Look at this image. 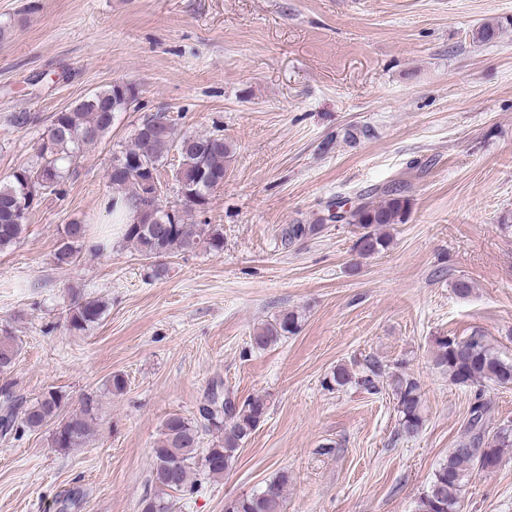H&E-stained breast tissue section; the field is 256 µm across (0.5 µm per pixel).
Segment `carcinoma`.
Segmentation results:
<instances>
[{"instance_id":"cac0c4a2","label":"carcinoma","mask_w":512,"mask_h":512,"mask_svg":"<svg viewBox=\"0 0 512 512\" xmlns=\"http://www.w3.org/2000/svg\"><path fill=\"white\" fill-rule=\"evenodd\" d=\"M500 24L487 21L471 33L476 47L498 38ZM137 100L135 86L114 81L74 102L69 108L53 115L51 127L37 148V161L15 169L9 178L0 181V251L17 244L22 238L27 216L38 200L46 194L60 191L72 165L86 149L100 142L111 130L116 116L127 111ZM178 155L173 178L177 194H191L194 200L179 209L162 201L144 202L143 194L149 179H160V169L170 152ZM235 151L217 131L204 134H178L174 123L165 114L144 120L130 140L116 152L108 171L112 195L107 197V209L125 219L123 239L139 255L150 261L151 276L165 275L166 267L157 259L173 252H193L198 249L219 252L224 248V235L210 224H190V210L206 211L211 192L224 184ZM411 202L396 186L364 191L357 194L343 221L357 231L353 249L363 257L386 250L390 236L383 228L406 222ZM327 218L320 216L312 224H290L283 239L293 245L321 234ZM103 252L107 246L90 239L87 225L67 224L54 252L56 264L69 265L79 258L82 249ZM68 325L74 331H85L99 323L106 310L105 303L90 298L79 288L69 289ZM300 329L299 316L282 312L257 327L249 338V348L266 350ZM20 354L18 337L9 329H0V376L13 371ZM434 365L448 374L457 385L475 388L470 407L468 434L448 451V457L433 473L427 490L419 497L414 512H459L462 492L473 474L498 466L505 449L512 448V425L498 427L492 438L485 437L484 415L487 402L483 387L491 382L500 387L512 386V361L500 357L486 336L473 332L457 339L435 338ZM382 366L368 360L360 374L339 365L323 379L327 390H340L349 385L359 386L375 394L379 390ZM389 386L394 392L399 413L400 439H410L424 424L423 403L419 383L405 375H392ZM66 396L49 390L26 406L17 415L18 399L9 386L0 387V435H16L53 425L51 445L61 451L79 448L92 434V424L98 410L97 401L88 396L80 409L64 413ZM268 409L267 399L256 396L241 403L224 396L220 408L206 405L200 411L201 420L180 414L170 415L163 424L162 437L153 449L152 481L186 497L195 494L202 482L199 475L217 479L235 460L239 450L255 432ZM221 435L213 448L201 447L203 435ZM288 473L283 471L267 481L258 491L235 499L225 512H284Z\"/></svg>"}]
</instances>
